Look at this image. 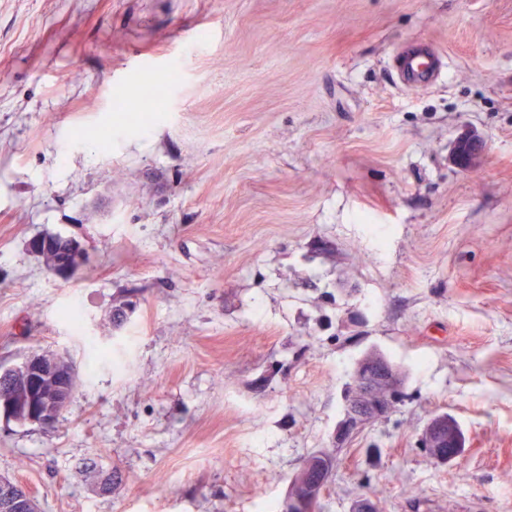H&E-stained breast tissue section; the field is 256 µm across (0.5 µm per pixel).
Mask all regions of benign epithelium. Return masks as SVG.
Instances as JSON below:
<instances>
[{
	"mask_svg": "<svg viewBox=\"0 0 512 512\" xmlns=\"http://www.w3.org/2000/svg\"><path fill=\"white\" fill-rule=\"evenodd\" d=\"M484 138L475 130L460 135L453 146L450 162L460 170L477 166L484 156ZM37 256L47 250L59 253L56 263L48 270L67 276L86 263L87 256L74 238L65 235L37 237L30 243ZM367 369L354 372L355 384L344 396V418L337 430V440L344 441L357 433L363 425L386 417L393 409L400 391L398 378L390 364L382 361L378 372L370 371L373 362H364ZM22 375V383L0 391V415L20 423L52 427L67 408L76 382L74 366L68 360L45 353H33L19 365L3 368L6 378ZM422 446L431 449L432 457L440 462H451L464 450V436L457 421L446 414L431 418L423 429ZM326 480L312 485L290 484L284 512H313L324 494ZM35 500L23 488L3 484L0 491V512H31Z\"/></svg>",
	"mask_w": 512,
	"mask_h": 512,
	"instance_id": "obj_1",
	"label": "benign epithelium"
}]
</instances>
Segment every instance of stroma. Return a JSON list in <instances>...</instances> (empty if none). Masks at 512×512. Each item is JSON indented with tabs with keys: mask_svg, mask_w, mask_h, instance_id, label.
Wrapping results in <instances>:
<instances>
[{
	"mask_svg": "<svg viewBox=\"0 0 512 512\" xmlns=\"http://www.w3.org/2000/svg\"><path fill=\"white\" fill-rule=\"evenodd\" d=\"M418 44L443 72L406 89ZM52 233L74 276L30 251ZM371 350L404 383L337 446ZM43 351L78 370L66 411L0 415L41 512H282L321 450V512H512V0H0V365ZM485 150L484 138L476 130H470L456 139L450 162L460 170H469L480 163ZM75 239L65 235H54V237H37L30 243V249L37 256L42 258L43 252L55 250L59 253L56 263L47 269L60 276L73 274L86 263L87 256L80 244ZM421 443L424 448L431 449V454L437 461L447 463L460 457L464 450V436L457 421L447 414L431 418L423 429ZM448 454L443 455L436 448H446Z\"/></svg>",
	"mask_w": 512,
	"mask_h": 512,
	"instance_id": "35a3bbf8",
	"label": "stroma"
}]
</instances>
